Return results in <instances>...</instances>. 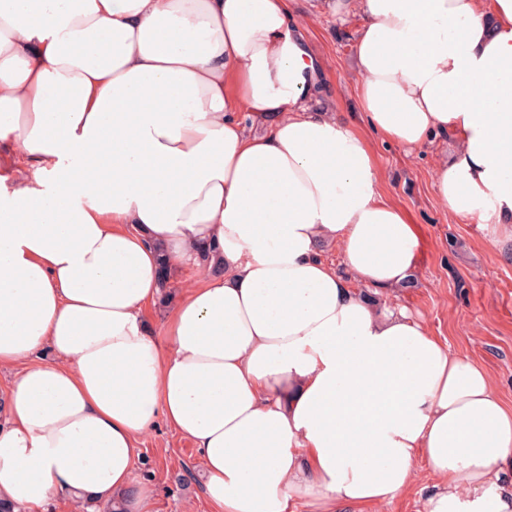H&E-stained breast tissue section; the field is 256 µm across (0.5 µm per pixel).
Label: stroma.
Returning a JSON list of instances; mask_svg holds the SVG:
<instances>
[{
    "mask_svg": "<svg viewBox=\"0 0 512 512\" xmlns=\"http://www.w3.org/2000/svg\"><path fill=\"white\" fill-rule=\"evenodd\" d=\"M295 19L322 59L308 107L340 113L366 130L350 79L359 17L318 16L299 0ZM369 140L382 193L404 210L419 237L412 285L398 295L399 305L425 320L452 351L479 358L502 400L512 404V261L491 250L494 226L451 218L432 189L440 148L453 144L455 134H443L437 146L412 152L374 134ZM135 474L152 486L154 512H210L196 450L165 422L142 438Z\"/></svg>",
    "mask_w": 512,
    "mask_h": 512,
    "instance_id": "obj_1",
    "label": "stroma"
}]
</instances>
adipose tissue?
I'll return each instance as SVG.
<instances>
[{"instance_id": "ef3b65f1", "label": "adipose tissue", "mask_w": 512, "mask_h": 512, "mask_svg": "<svg viewBox=\"0 0 512 512\" xmlns=\"http://www.w3.org/2000/svg\"><path fill=\"white\" fill-rule=\"evenodd\" d=\"M358 15L372 131L419 149L453 217L512 242V0H315ZM293 0H0V499L153 512L158 420L211 512H512V407L389 303L419 240L369 141L310 111ZM271 118L254 134L236 106ZM339 253L340 263L323 255ZM193 267L161 335L164 268ZM51 360H43V353Z\"/></svg>"}]
</instances>
